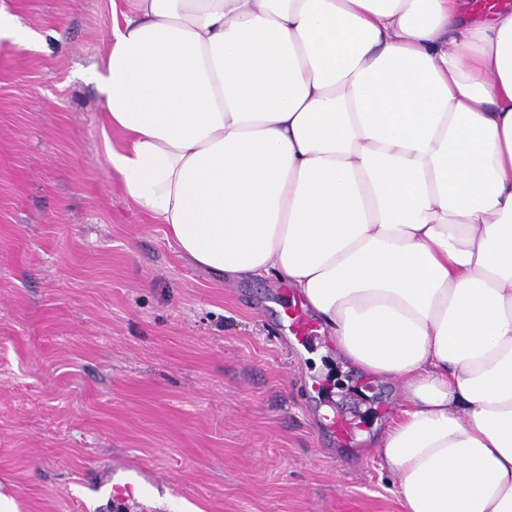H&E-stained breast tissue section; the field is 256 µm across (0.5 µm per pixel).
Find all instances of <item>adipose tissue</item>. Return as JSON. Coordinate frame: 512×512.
Wrapping results in <instances>:
<instances>
[{
  "mask_svg": "<svg viewBox=\"0 0 512 512\" xmlns=\"http://www.w3.org/2000/svg\"><path fill=\"white\" fill-rule=\"evenodd\" d=\"M87 79L184 259L287 283L402 382L406 512H512V10L133 0Z\"/></svg>",
  "mask_w": 512,
  "mask_h": 512,
  "instance_id": "1",
  "label": "adipose tissue"
}]
</instances>
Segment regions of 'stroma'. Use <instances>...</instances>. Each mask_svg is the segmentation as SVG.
<instances>
[{
  "instance_id": "obj_1",
  "label": "stroma",
  "mask_w": 512,
  "mask_h": 512,
  "mask_svg": "<svg viewBox=\"0 0 512 512\" xmlns=\"http://www.w3.org/2000/svg\"><path fill=\"white\" fill-rule=\"evenodd\" d=\"M0 7L32 31L0 39V494L116 512L87 483L127 458L167 481L161 512H405L372 449L399 383L278 339L294 290L190 265L108 167L126 138L84 74L129 0ZM331 411L357 446L329 442Z\"/></svg>"
}]
</instances>
